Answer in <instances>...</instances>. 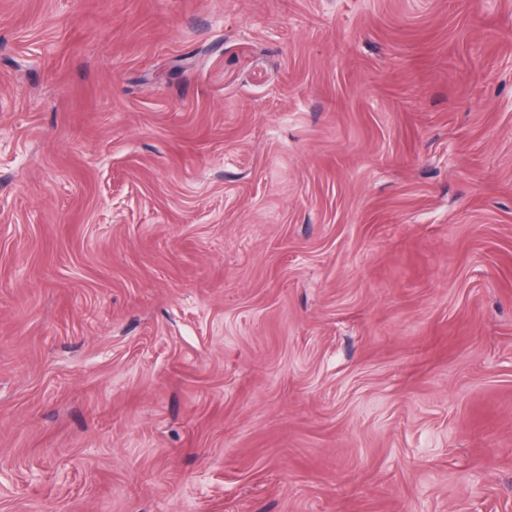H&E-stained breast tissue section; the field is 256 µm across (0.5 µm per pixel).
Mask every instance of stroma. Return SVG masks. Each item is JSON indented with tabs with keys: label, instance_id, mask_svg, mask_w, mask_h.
Segmentation results:
<instances>
[{
	"label": "stroma",
	"instance_id": "obj_1",
	"mask_svg": "<svg viewBox=\"0 0 512 512\" xmlns=\"http://www.w3.org/2000/svg\"><path fill=\"white\" fill-rule=\"evenodd\" d=\"M0 512H512V0H0Z\"/></svg>",
	"mask_w": 512,
	"mask_h": 512
}]
</instances>
